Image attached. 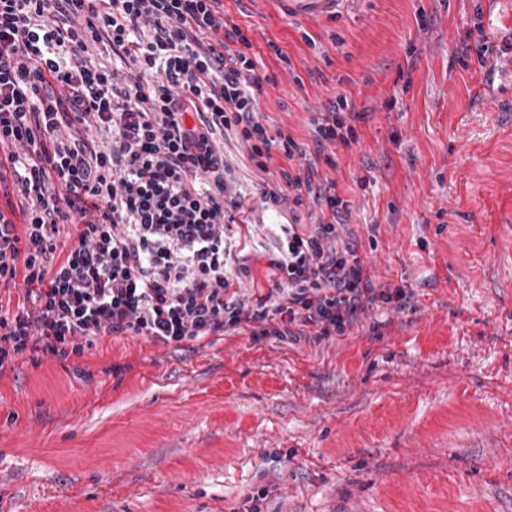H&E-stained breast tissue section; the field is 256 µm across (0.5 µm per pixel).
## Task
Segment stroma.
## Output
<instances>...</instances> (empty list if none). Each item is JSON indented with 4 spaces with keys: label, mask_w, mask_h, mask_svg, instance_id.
<instances>
[{
    "label": "stroma",
    "mask_w": 512,
    "mask_h": 512,
    "mask_svg": "<svg viewBox=\"0 0 512 512\" xmlns=\"http://www.w3.org/2000/svg\"><path fill=\"white\" fill-rule=\"evenodd\" d=\"M264 75L259 116L304 147L337 97L365 111L357 143L319 164L350 202L347 230L375 307L322 341L244 334L181 348L104 336L0 374V512H512V0H341L304 20L276 0H224ZM481 27L491 70L462 68ZM396 99L394 109L383 106ZM227 183L269 288L270 225L234 132Z\"/></svg>",
    "instance_id": "stroma-1"
}]
</instances>
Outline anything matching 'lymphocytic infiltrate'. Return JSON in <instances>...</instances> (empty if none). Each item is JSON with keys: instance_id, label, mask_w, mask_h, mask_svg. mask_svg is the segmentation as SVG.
<instances>
[{"instance_id": "1", "label": "lymphocytic infiltrate", "mask_w": 512, "mask_h": 512, "mask_svg": "<svg viewBox=\"0 0 512 512\" xmlns=\"http://www.w3.org/2000/svg\"><path fill=\"white\" fill-rule=\"evenodd\" d=\"M109 51L120 69L87 58ZM253 43L223 0H0V372L26 351L82 356L102 336L178 346L209 336L343 335L368 307L401 309L405 289L374 287L347 238V201L318 163L358 139L337 98L312 125L315 151L259 117ZM109 134L98 142L90 128ZM234 131L261 171L288 163L261 198L312 202L317 222L279 227L266 295L224 224L243 204L216 136Z\"/></svg>"}]
</instances>
